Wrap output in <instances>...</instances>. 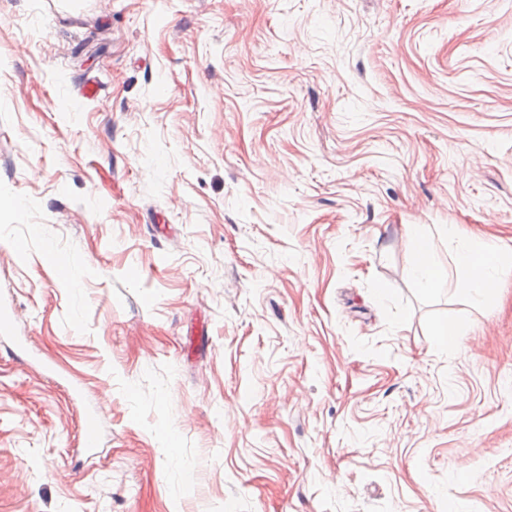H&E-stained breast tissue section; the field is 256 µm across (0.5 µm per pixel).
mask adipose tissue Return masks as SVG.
Listing matches in <instances>:
<instances>
[{
  "mask_svg": "<svg viewBox=\"0 0 512 512\" xmlns=\"http://www.w3.org/2000/svg\"><path fill=\"white\" fill-rule=\"evenodd\" d=\"M416 261L413 277L419 288L433 291L444 284V273L434 257V243L426 236L418 237L414 245ZM454 262L466 277L463 294L473 304L481 303L493 294L504 272V258L498 247L491 243L471 246L459 242Z\"/></svg>",
  "mask_w": 512,
  "mask_h": 512,
  "instance_id": "adipose-tissue-1",
  "label": "adipose tissue"
}]
</instances>
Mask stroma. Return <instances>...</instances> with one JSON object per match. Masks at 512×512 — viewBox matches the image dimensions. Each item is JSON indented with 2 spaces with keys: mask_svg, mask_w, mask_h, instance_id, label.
I'll use <instances>...</instances> for the list:
<instances>
[{
  "mask_svg": "<svg viewBox=\"0 0 512 512\" xmlns=\"http://www.w3.org/2000/svg\"><path fill=\"white\" fill-rule=\"evenodd\" d=\"M0 194V512H512V0H0ZM414 249L416 261L413 277L418 287L427 292L442 288L444 272L435 260L433 240L427 236H420L415 241ZM454 262L467 277L466 288L460 289L466 300L473 304H479L493 294L504 273L502 253L491 243L473 247L466 241H459ZM432 335L441 345H448L451 341L459 345L467 335V326L462 322L446 319L435 325Z\"/></svg>",
  "mask_w": 512,
  "mask_h": 512,
  "instance_id": "35a3bbf8",
  "label": "stroma"
}]
</instances>
